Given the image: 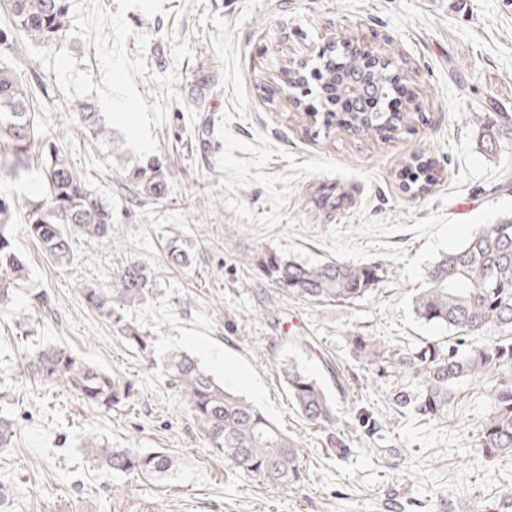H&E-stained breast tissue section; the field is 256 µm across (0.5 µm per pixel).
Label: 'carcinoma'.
I'll use <instances>...</instances> for the list:
<instances>
[{"mask_svg": "<svg viewBox=\"0 0 512 512\" xmlns=\"http://www.w3.org/2000/svg\"><path fill=\"white\" fill-rule=\"evenodd\" d=\"M11 26L4 35L53 45L69 26V0H6ZM364 80L372 97L392 90L394 75L378 64L361 69L357 57L328 50L320 74L324 84L336 88V69ZM83 128L96 142L112 143L107 128L93 107L80 102L76 108ZM327 125L363 136L386 137L405 127L401 112L353 111L338 116L323 113ZM484 124L512 136V115L487 112ZM0 177L12 176L31 166L33 150L40 155V185L27 201L25 224L55 265L68 267L75 260L74 243L83 237L96 244L112 241V204L98 196L75 170L62 145L47 136L34 111L28 86L7 61L0 62ZM419 173L416 191L433 179L432 162L413 160ZM129 176L138 194L160 200L168 183L156 160L140 163ZM13 206L0 198V306L11 301L15 289L28 282V268L11 242ZM168 262L178 267L193 264L192 254L174 236L166 250ZM262 276L279 292L308 302H354L367 298L379 281L377 266L326 260L298 261L269 252L258 260ZM427 287L413 299L414 312L425 323L454 331L459 340L428 339L407 350L392 349L374 336L348 337L350 351L367 370L401 377L389 390V404L404 417L444 421L464 380L484 386L492 400L477 441L481 458L491 462L512 455V217L487 224L460 247L442 255L426 272ZM151 287L148 269L136 260L112 280L109 288L80 289L84 304L106 319L116 336L130 348L147 355V334L128 322L124 310L144 300ZM495 326L503 335L479 340L483 330ZM164 369L180 392L189 419L203 436L206 447L224 457L235 470L262 484L286 491L300 484L303 465L297 443L260 408L217 382L195 358L173 351L164 358ZM22 374L49 389L62 388L92 409L109 413L136 397L135 384L118 373L98 368L61 346H41L25 354ZM282 374L288 398L296 411L314 425L336 422V400L329 390L298 363L284 364ZM15 420L0 406V447L11 442ZM87 454L97 463L124 477L169 475L173 461L166 449L114 448L94 437L85 441ZM484 512H512V490L484 506Z\"/></svg>", "mask_w": 512, "mask_h": 512, "instance_id": "1", "label": "carcinoma"}]
</instances>
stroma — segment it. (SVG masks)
Returning a JSON list of instances; mask_svg holds the SVG:
<instances>
[{
  "label": "stroma",
  "mask_w": 512,
  "mask_h": 512,
  "mask_svg": "<svg viewBox=\"0 0 512 512\" xmlns=\"http://www.w3.org/2000/svg\"><path fill=\"white\" fill-rule=\"evenodd\" d=\"M164 7L152 17L126 13L135 32L129 57L137 55L136 34L150 37V76L136 82L146 103L159 89L155 75L172 69L184 98L152 130L168 168L169 192L158 202L139 197L128 177L138 162L133 151L115 157L92 141L55 72L24 41L0 39V60L10 59L36 93L43 126L111 203L113 238L77 241L75 263L55 266L25 231L34 173L0 178V197L14 203L13 243L30 271L28 288L0 315V370L17 366L33 344H54L138 389L129 405L100 413L65 390L18 383L9 393L16 434L0 447V476L12 486L0 512H480L512 488V456L487 463L475 450L491 410L483 386L462 381L447 421L399 416L387 398L399 377L372 379L348 338L374 336L397 349L451 338L414 312L425 273L479 227L512 216V136L488 142L478 121L484 112L512 113V0H166ZM175 35L189 39L193 58L174 63ZM344 39L388 60L406 91L402 133L380 139L329 127L289 97L283 68H314L322 49ZM207 68L214 80L200 97L195 74ZM192 109L213 116L210 129L190 126ZM417 155L431 159L436 174L418 194L401 177ZM175 231L194 255L190 267L166 259ZM269 251L376 266L380 278L352 303L287 298L256 267ZM133 259L153 278L147 298L126 312L149 332V358L79 295L81 287L108 285ZM32 287L49 294L52 315L31 310ZM24 314L28 338L15 325ZM291 334L313 337L316 353L286 344ZM175 349L218 381L226 380L225 363L242 372L232 389L300 448L299 487L272 489L208 451L162 368ZM326 356L345 391L335 424L318 427L292 408L280 368L294 359L321 378ZM82 433L118 448L168 449L172 472L128 477V494L113 498L112 476L81 448Z\"/></svg>",
  "instance_id": "stroma-1"
}]
</instances>
